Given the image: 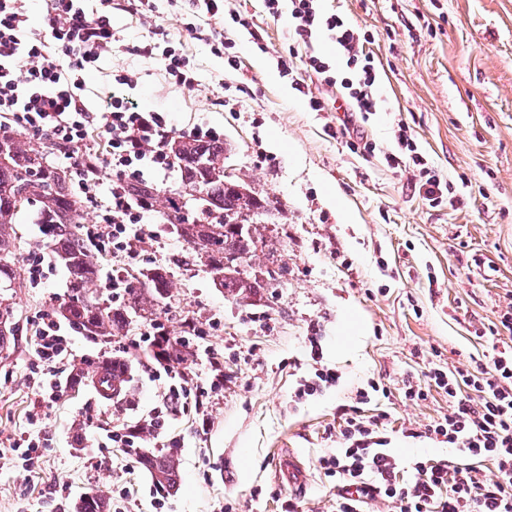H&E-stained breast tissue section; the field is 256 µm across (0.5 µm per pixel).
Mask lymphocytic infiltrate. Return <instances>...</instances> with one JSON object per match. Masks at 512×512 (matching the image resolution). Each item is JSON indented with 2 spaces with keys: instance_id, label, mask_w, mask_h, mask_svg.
Wrapping results in <instances>:
<instances>
[{
  "instance_id": "1",
  "label": "lymphocytic infiltrate",
  "mask_w": 512,
  "mask_h": 512,
  "mask_svg": "<svg viewBox=\"0 0 512 512\" xmlns=\"http://www.w3.org/2000/svg\"><path fill=\"white\" fill-rule=\"evenodd\" d=\"M30 2L0 0V118L33 138H51L59 158L74 168L79 192L101 199L85 227L97 255L121 254L138 263L154 214L128 188L159 185L175 171L169 142L184 133L167 113L144 110L117 94L96 108L86 105L84 74L114 47L111 5L90 11L83 0H41L45 26L32 36ZM265 7L273 14L288 8L303 44L319 35L335 44V60L310 53L302 69L312 82L337 89L341 134L374 152L375 142L357 123L376 110L378 70L365 32L341 15L323 14L319 0H265ZM395 138L399 150L386 154L387 165L411 164L428 201L450 194V183L435 174L405 125H398ZM70 353L64 323L44 315L37 359L49 366ZM428 379L447 395L448 412L424 434L447 443L450 455L420 457L411 470L401 468L387 449L382 422L363 419L360 407L372 394L360 390L344 411L342 448L319 461L336 481V512H364L369 498L386 502L391 512H512V348L451 371L431 369ZM486 460L494 462L497 479L483 478L479 465Z\"/></svg>"
}]
</instances>
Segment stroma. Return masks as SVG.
Returning <instances> with one entry per match:
<instances>
[{
	"mask_svg": "<svg viewBox=\"0 0 512 512\" xmlns=\"http://www.w3.org/2000/svg\"><path fill=\"white\" fill-rule=\"evenodd\" d=\"M323 8L370 36L379 81L364 130L375 152L354 150L335 112L309 109L314 83L283 77L305 52L336 57L327 39L309 47L297 40L289 12L271 15L263 0H224L222 20L197 12L194 0H156L152 18L113 11L120 46L88 74V106L127 78L125 92L141 107L171 113L184 130L205 123L218 131L233 179L269 202L258 218L266 246L248 265L263 286L250 301L232 299L182 238L155 223L142 265L171 268L162 304L171 336L187 321L202 330L185 370L199 394H173L172 367L145 357L148 321L110 342L73 327L65 370L90 376L112 358H130L132 393L112 401L89 385L76 393L63 386L35 426L39 323L67 297L69 278L35 211L23 213L10 259L16 279L6 291L14 332L0 348V512H74L75 501L95 493L121 512H286L292 497L298 512H336L319 460L339 448L342 412L371 382L380 390L362 415L383 416L401 458L447 454L445 444L408 435L447 414V396L430 389L411 401L404 383L427 386L430 368L482 359L492 334L512 335L499 318L512 302V0H325ZM159 25L193 69L194 90L171 84L160 56L135 52ZM217 29L230 53L212 50ZM230 54L237 68L228 66ZM400 122L451 183L450 198L426 200L411 170L387 166ZM33 251L50 268L41 288L27 278ZM351 321L359 325L352 335ZM214 360L224 368L218 388L209 379ZM319 366L337 371L338 384L296 398ZM155 414L161 426L142 446L176 449L181 468L177 489L163 496L121 443L98 440ZM25 432L42 442L29 468L11 449ZM288 451L312 477L296 494L274 471ZM62 483L70 486L65 501L55 494Z\"/></svg>",
	"mask_w": 512,
	"mask_h": 512,
	"instance_id": "1",
	"label": "stroma"
}]
</instances>
